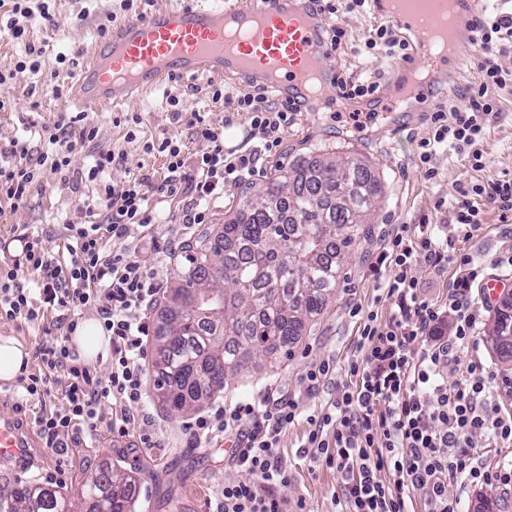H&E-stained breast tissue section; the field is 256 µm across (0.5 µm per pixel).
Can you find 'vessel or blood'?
I'll list each match as a JSON object with an SVG mask.
<instances>
[{
    "label": "vessel or blood",
    "mask_w": 512,
    "mask_h": 512,
    "mask_svg": "<svg viewBox=\"0 0 512 512\" xmlns=\"http://www.w3.org/2000/svg\"><path fill=\"white\" fill-rule=\"evenodd\" d=\"M322 17L304 0H192L159 6L115 25L79 72L77 100L99 112L125 103L171 76L199 80L230 75L248 81L275 74L284 97L322 87L330 66ZM17 423L0 412V461L31 447Z\"/></svg>",
    "instance_id": "obj_1"
}]
</instances>
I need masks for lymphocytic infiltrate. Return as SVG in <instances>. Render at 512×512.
I'll return each mask as SVG.
<instances>
[{"mask_svg": "<svg viewBox=\"0 0 512 512\" xmlns=\"http://www.w3.org/2000/svg\"><path fill=\"white\" fill-rule=\"evenodd\" d=\"M10 2L5 27L13 39H22L33 20L52 18L48 0ZM473 32L481 83L469 97V108L448 113L433 107L429 121L434 133L420 144L421 163H429L438 148L446 146L464 153L472 168L486 165V129L501 112L496 94L512 92V69L499 62L500 56L512 54V12L480 13ZM209 99L249 114L252 126L265 135L268 150L292 117L263 93L237 95L215 87ZM191 128L198 145L194 154H187L184 143L173 139L159 144L169 172L159 183L148 173L120 185L103 182L115 156L103 153L95 158L86 177L100 184L99 196L107 202L106 221L69 225L63 258L48 251L40 236H24L22 253L40 277L37 287H26L14 269L0 266V311L6 316L35 320L51 306H92L99 310L110 337L112 370L104 381L91 377L66 338L50 339L36 351L39 371L28 379L26 401L46 402L57 383L65 399L62 408L41 412L35 420L46 449L53 453L63 452L74 435L93 433L104 422L126 434V406L144 394L161 274L126 252L107 250L106 237L120 239L129 225L154 223L155 196L180 193L198 204L247 180L256 168L257 150L225 149L222 131L204 119H196ZM72 130L85 140L97 135L86 114L78 112L49 131L52 153L36 155L27 143L15 142L11 159H0V202L23 203L42 167L55 173L67 167V134ZM458 194L452 219L464 234L478 229L485 206L496 210L502 222L512 221L511 173L459 187ZM420 255L438 270L457 267L447 306L422 296L413 275ZM372 272L385 280L393 301L390 319L381 325L375 314H367L358 353L338 383L336 397L323 408L306 412L302 397L269 388L254 401H210L196 417V442L231 439L233 461L252 476L248 482L225 483L217 512H307L304 499L288 498L292 473L278 451L282 431L299 421L307 425L303 456L340 473L341 504L348 512H416L419 500L427 512H461L460 498L448 494L449 484L512 490V467H487L474 452L480 438L503 448L512 446V409L492 391L496 377L480 357L464 366L459 363L461 350L476 347L485 266L471 254L456 251L452 241H439L431 225L423 224L416 233L403 230L393 235L377 255ZM456 366L463 369L462 380L452 387L445 376Z\"/></svg>", "mask_w": 512, "mask_h": 512, "instance_id": "obj_1", "label": "lymphocytic infiltrate"}]
</instances>
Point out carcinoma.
Listing matches in <instances>:
<instances>
[{
	"instance_id": "1",
	"label": "carcinoma",
	"mask_w": 512,
	"mask_h": 512,
	"mask_svg": "<svg viewBox=\"0 0 512 512\" xmlns=\"http://www.w3.org/2000/svg\"><path fill=\"white\" fill-rule=\"evenodd\" d=\"M383 197L359 159L298 166L224 224L188 245L166 291L155 395L178 411L224 388L253 352L287 347L331 301L345 249L370 229ZM222 275L210 276V261ZM487 340L512 370V303L494 312ZM136 478L106 466L85 483L86 512H133ZM50 485L16 479L0 489V512H63Z\"/></svg>"
}]
</instances>
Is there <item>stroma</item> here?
I'll use <instances>...</instances> for the list:
<instances>
[{
  "label": "stroma",
  "mask_w": 512,
  "mask_h": 512,
  "mask_svg": "<svg viewBox=\"0 0 512 512\" xmlns=\"http://www.w3.org/2000/svg\"><path fill=\"white\" fill-rule=\"evenodd\" d=\"M155 2L52 0L51 22H33L26 43L0 32V73L7 77L6 89L1 93L5 107L0 110V150L24 140L31 148L45 151V127L54 126L61 115L71 110L69 94L53 93L52 74H59L67 85H75L87 55L104 41L101 28L109 29L144 15ZM383 21L372 0H366L363 8L354 11L339 7L330 23L345 30L346 37L331 52L330 64L334 75L377 82L385 94L395 96L405 76V61L382 51L368 56L360 52L366 37ZM28 44L42 50L40 73L16 68ZM477 80V69L471 62L447 81L431 76L405 109L376 117L360 127L347 118L348 107L338 100L335 87H326L321 98L302 103L295 110L288 128L280 135V145L259 160V175L251 177L248 185L227 187L223 198L204 207V220L194 227L198 233L232 218L253 191L280 179L283 169L305 160L350 154L373 163L385 193L384 206L373 220L372 238L357 239L346 250L343 276L332 302L309 323L291 350L257 356L247 371L228 378L220 399L251 400L268 386L297 392L300 375L323 360L333 362L336 379H343L360 338V320L351 315V307L377 311L382 323L390 318L391 301L373 277L371 264L385 244V235L401 225H434L438 238H454L457 248L487 266L497 256L512 251V227L501 223L497 211L486 210L480 227L467 239L459 236L449 217L460 183L475 184L512 173V95L502 96V116L488 129L484 143L489 157L486 168L472 169L455 152L441 150L431 161L436 174L430 177L417 153L418 142L431 131L427 114L433 105L441 102L450 108H466L468 101L460 97L459 91ZM189 83L186 77L169 79L131 102L89 113L88 120L96 126L97 136L85 141L71 135L69 168L60 173H40L24 205L14 208L10 203H0V264L10 263L20 254L23 236L39 235L49 250L58 251L63 247L67 225L102 223L105 206H85L86 200L96 197L98 186L82 178L98 154L115 156L105 174L108 182L120 185L144 172L162 180L167 174L165 157L145 153L144 143L166 138L189 141V122L197 114L223 129L225 149L246 150L263 144V134L251 127L246 113L227 114L209 102L206 91L190 89ZM172 95L178 98L174 107L167 102ZM31 113L37 120L33 126L26 122ZM132 115L140 117L141 123L136 139L129 140L125 137V119ZM152 204L155 223L147 227L130 225L116 247L143 265L159 267L167 282L180 262L168 259L164 247L183 236L181 217L186 201L180 195L157 196ZM413 274L427 300L439 305L447 302L456 276L454 269L434 270L421 257L413 266ZM97 317L93 307L74 311L55 308L35 321L0 315V336L15 337L34 350L50 338L69 335L71 325ZM129 411L136 422L127 436H118L104 425L94 436L80 439L59 455L42 447L27 449L24 458L0 462V484L16 476L55 484L71 500L75 512H81L85 478L109 464L136 477L140 494L134 512H213L217 493L225 482L249 480L247 471L230 463L229 444L193 446L186 430L193 412L170 409L151 390L141 402L130 404ZM143 419L156 430V442L150 448L144 447L138 437ZM304 432V423L298 422L280 435V452L294 475L288 496L305 499L309 512H334L335 499L341 494V476L335 469L301 456ZM448 493L460 498L465 512H512V493L457 484L449 485Z\"/></svg>",
  "instance_id": "obj_1"
}]
</instances>
